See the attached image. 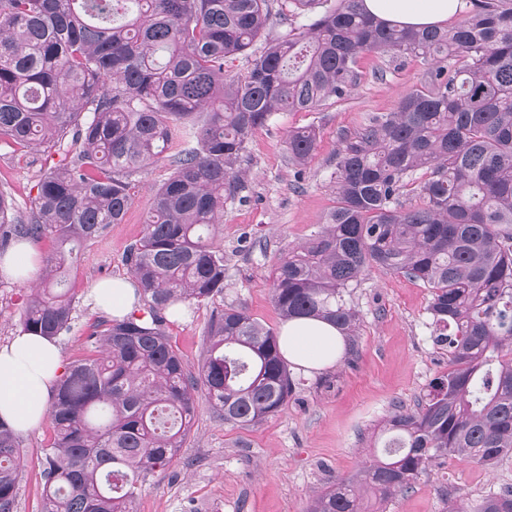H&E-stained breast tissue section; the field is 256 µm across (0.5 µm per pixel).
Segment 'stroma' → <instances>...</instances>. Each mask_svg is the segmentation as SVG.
<instances>
[{"mask_svg":"<svg viewBox=\"0 0 512 512\" xmlns=\"http://www.w3.org/2000/svg\"><path fill=\"white\" fill-rule=\"evenodd\" d=\"M428 69L420 59L363 56L347 96L328 99L310 112L280 113L253 134L240 162L247 171L241 196L225 200L217 229L224 247V293L166 320L165 330L188 370L200 367L204 329L227 305L243 304L261 324L280 331L269 273L289 248L320 230L335 205L340 133L392 111ZM305 126L317 129L318 141L308 162L297 166L289 159L287 139L291 130ZM170 174L163 157L135 176L123 223L111 225L84 248L69 281L76 319L71 331L57 339L65 362L86 356L90 327L104 318L87 304V292L97 281L129 277L121 256L143 234L153 187ZM38 175V166L0 144V190L11 194L17 212L29 210ZM34 286L31 280L0 279V345L19 331ZM345 299L360 324L336 365L312 373L292 369L296 392L287 406L249 427L225 424L216 409L197 399L183 448L169 466L146 477L134 512H308L317 492L361 471L387 416L400 406L415 407L430 382L447 372L448 351L433 342L431 292L422 283L374 267ZM53 437L47 421L21 437L16 512L40 510L43 450ZM501 487H512V458L489 470L450 456L437 460L428 475L381 510L448 512L449 501L474 503Z\"/></svg>","mask_w":512,"mask_h":512,"instance_id":"obj_1","label":"stroma"}]
</instances>
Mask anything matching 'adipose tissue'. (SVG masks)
Instances as JSON below:
<instances>
[{
    "mask_svg": "<svg viewBox=\"0 0 512 512\" xmlns=\"http://www.w3.org/2000/svg\"><path fill=\"white\" fill-rule=\"evenodd\" d=\"M461 0H364L365 10L404 26H441L454 17ZM93 308L116 317L131 314L140 304L130 279L95 283L88 292ZM286 361L305 371H322L344 350L340 331L313 318L287 321L279 337ZM67 366L56 340L17 333L0 346V420L18 433L35 430L43 421Z\"/></svg>",
    "mask_w": 512,
    "mask_h": 512,
    "instance_id": "obj_1",
    "label": "adipose tissue"
}]
</instances>
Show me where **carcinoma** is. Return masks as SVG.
<instances>
[{
    "label": "carcinoma",
    "instance_id": "cac0c4a2",
    "mask_svg": "<svg viewBox=\"0 0 512 512\" xmlns=\"http://www.w3.org/2000/svg\"><path fill=\"white\" fill-rule=\"evenodd\" d=\"M466 3L452 26L414 29L366 14L363 0H280L285 30L272 34L271 0H0V143L27 157L71 138L40 172L28 215L0 190V249L57 243L21 331H70L81 247L122 223L131 178L175 135L196 141L172 158L122 255L141 313L93 325L89 355L60 381L41 512H133L138 485L182 448L199 393L241 427L288 404L296 383L279 337L244 306L212 316L196 375L162 312L224 293L215 226L254 132L345 96L369 54L431 68L393 111L341 136L336 206L275 268L273 301L285 321L319 318L350 338L359 317L344 295L368 269L419 281L448 373L384 423L382 456L316 493L309 512H368L364 494L385 503L450 454L488 468L512 457V0ZM238 55L250 68L228 80L224 62ZM316 144L314 129L291 131L290 159L306 163ZM407 191L416 203H403ZM21 466L0 420V512H14ZM448 512H512V488Z\"/></svg>",
    "mask_w": 512,
    "mask_h": 512
}]
</instances>
